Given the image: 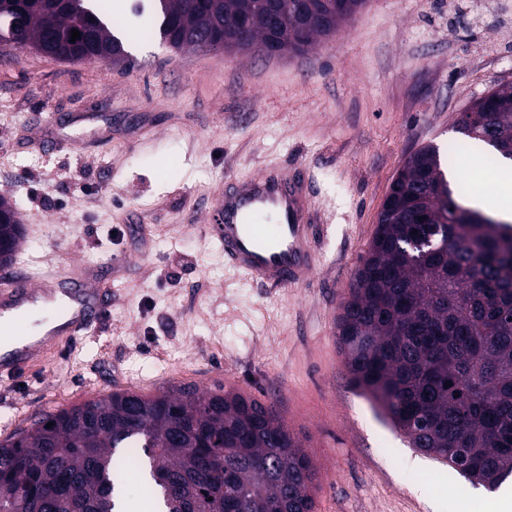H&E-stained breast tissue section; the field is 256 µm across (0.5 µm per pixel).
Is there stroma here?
<instances>
[{
  "label": "stroma",
  "instance_id": "stroma-1",
  "mask_svg": "<svg viewBox=\"0 0 512 512\" xmlns=\"http://www.w3.org/2000/svg\"><path fill=\"white\" fill-rule=\"evenodd\" d=\"M127 64L0 44V192L12 266L109 277L95 330L0 378V440L131 386L233 388L274 403L319 473L316 512H482L490 495L410 448L351 382L337 317L406 159L432 144L494 195L455 120L512 84V16L490 0H367L304 54L174 52L130 30ZM66 135L44 153L36 138ZM302 166L328 216L308 287L237 278L201 233L229 175ZM127 265L114 267L113 256ZM0 211H3L11 221L8 224L0 223V265L2 266L13 261L23 243L24 230L9 198L2 194H0Z\"/></svg>",
  "mask_w": 512,
  "mask_h": 512
}]
</instances>
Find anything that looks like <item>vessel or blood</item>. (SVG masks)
<instances>
[{"label":"vessel or blood","mask_w":512,"mask_h":512,"mask_svg":"<svg viewBox=\"0 0 512 512\" xmlns=\"http://www.w3.org/2000/svg\"><path fill=\"white\" fill-rule=\"evenodd\" d=\"M210 223L201 231L220 242L224 258L246 282L288 289L309 285L318 265L315 238L321 220L310 179L298 167L226 177ZM65 301L42 336L25 321L31 306ZM112 303L106 278L74 266L63 275L0 279V376L24 371L36 358L89 333Z\"/></svg>","instance_id":"1"}]
</instances>
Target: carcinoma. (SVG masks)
Masks as SVG:
<instances>
[{
	"label": "carcinoma",
	"mask_w": 512,
	"mask_h": 512,
	"mask_svg": "<svg viewBox=\"0 0 512 512\" xmlns=\"http://www.w3.org/2000/svg\"><path fill=\"white\" fill-rule=\"evenodd\" d=\"M146 1L148 35L177 52L200 51L213 36L267 56L305 53L366 3L136 0L135 14ZM16 16L14 43L41 54L130 58L112 0H0V26ZM455 125L508 156L512 85L475 100ZM0 211L10 220L0 223L2 266L24 230L2 194ZM422 212L426 224L417 223ZM337 342L353 383L412 447L489 490L512 477V227L466 204L432 145L391 184ZM131 464L162 512H315L316 467L275 405L193 384L147 398L115 391L16 431L0 442V512H119Z\"/></svg>",
	"instance_id": "cac0c4a2"
}]
</instances>
